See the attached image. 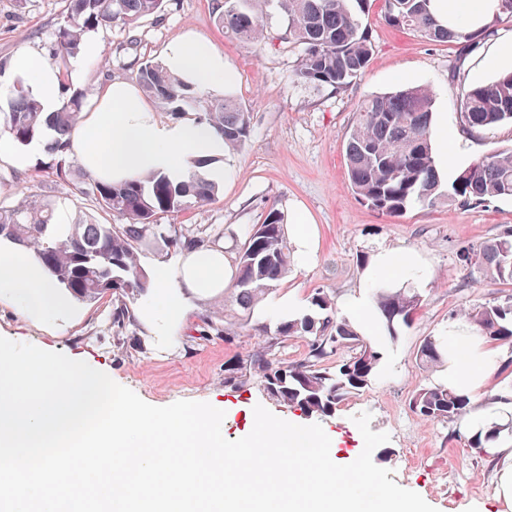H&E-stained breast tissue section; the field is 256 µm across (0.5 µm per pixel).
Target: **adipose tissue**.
Wrapping results in <instances>:
<instances>
[{"mask_svg":"<svg viewBox=\"0 0 512 512\" xmlns=\"http://www.w3.org/2000/svg\"><path fill=\"white\" fill-rule=\"evenodd\" d=\"M432 13L445 25L466 26L480 31L492 23L497 0H431ZM165 67L203 91L227 92L234 76L224 66V55L208 39L189 35L175 41L164 55ZM7 84L23 83L44 111L59 107L64 83L58 70L43 61L40 50L23 45L16 49L7 71L0 74ZM91 119L73 135L71 154L96 178L124 182L154 172L179 180L192 170L197 158L222 155L224 139L203 120L163 122L158 120L142 93L122 80L109 83L98 95ZM417 263L411 247L379 248L363 272L364 286L345 296L338 305L346 318L367 338L377 336L378 325L371 289L387 282L396 286L415 277ZM236 263L223 246L190 254L177 270L158 266L150 280L151 293L162 303L171 324L185 319L184 298L221 296L235 282ZM8 295L21 315L36 319L67 313L71 295L48 278L31 251L0 238V295ZM495 349L465 325L448 329V388L468 394L474 407L468 414L471 430L502 419L512 405L500 401L485 406L482 390L488 378L499 371Z\"/></svg>","mask_w":512,"mask_h":512,"instance_id":"adipose-tissue-1","label":"adipose tissue"}]
</instances>
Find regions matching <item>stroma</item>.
Masks as SVG:
<instances>
[{
	"instance_id": "obj_1",
	"label": "stroma",
	"mask_w": 512,
	"mask_h": 512,
	"mask_svg": "<svg viewBox=\"0 0 512 512\" xmlns=\"http://www.w3.org/2000/svg\"><path fill=\"white\" fill-rule=\"evenodd\" d=\"M216 6L217 0H165L157 14L98 29L91 35L96 52L73 59L79 72L75 88L86 103H93L110 81L135 83L141 64L163 59L168 46L183 35L211 39L223 52L226 67L236 73L233 93L250 113V136L241 148L216 158L214 165L223 169L224 178L213 204L161 216V223L204 228L214 224L237 247L272 208L282 212L286 223L315 228L319 249L313 264L306 269L290 265L276 288L252 309L255 326L284 320L285 298L307 300L322 290L339 300L354 292L362 283L361 256L373 255L380 246L405 244L416 249L420 270L428 276L424 282H407L422 299L416 319L387 346L369 387L317 422L339 460L348 463L364 446L353 418L370 413L371 430L390 436L372 459L391 470L399 486L417 492L438 512H503L493 494L503 459L466 448L464 422L423 419L409 401L418 389L439 385L443 376L441 369L421 366L416 352L422 340L443 339L453 313L512 296V284L468 273L456 260L460 248L492 240L512 226V197L433 208L416 204L393 217L353 197L344 143L360 101L404 83L432 90V128L459 132L461 166L512 148V126L469 134L461 131L458 114L463 87L512 69V16H500L471 45L434 43L390 26L384 0H367L361 20L372 36L374 53L361 75L334 92L295 81L303 49L282 39L279 21H270L265 38L240 41L219 26ZM63 17V0H0V60L12 58L24 43L50 52ZM492 55L499 57L500 66L488 65ZM26 192L53 209L55 223L105 219L94 207L76 200L71 184L45 172L42 161L19 173L0 163V203L11 204ZM238 312L234 291L228 288L219 301L190 298L187 319L175 332L153 331L139 320L119 332L112 326L108 296L74 300L64 321L25 319L1 302L0 336L84 361L154 406L179 400L210 403L224 410L222 433L230 440L250 431L253 409L259 404L284 420L309 424V417L269 397L258 379H250L241 389L225 386L226 364L263 339L244 336L227 342L202 336L201 331L210 323L223 326Z\"/></svg>"
}]
</instances>
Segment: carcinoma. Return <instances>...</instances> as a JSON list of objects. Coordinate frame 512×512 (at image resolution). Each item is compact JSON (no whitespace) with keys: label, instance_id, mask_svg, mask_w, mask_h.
<instances>
[{"label":"carcinoma","instance_id":"obj_1","mask_svg":"<svg viewBox=\"0 0 512 512\" xmlns=\"http://www.w3.org/2000/svg\"><path fill=\"white\" fill-rule=\"evenodd\" d=\"M164 0H64L66 20L56 29L50 61L67 72L70 59L85 46L89 33L115 21L131 24L161 10ZM364 0H224L218 23L232 36L257 41L264 36L271 12L285 23L284 38L304 47L295 69L298 83L314 88H346L368 65L374 43L362 27ZM430 0H385V20L433 42L468 43L473 32L439 23L429 9ZM142 92L176 119L195 113L235 150L250 136V116L235 96L205 98L194 86L174 76L160 61L148 60L138 69ZM434 98L425 87H404L396 92L364 98L345 141L346 175L356 200L390 216H399L414 204L435 206L460 200L480 203L512 196V149L491 152L462 169L447 190L436 176L431 147ZM87 116L84 97L73 91L51 113L21 83L13 85L8 111L0 112V126L14 140L28 145L46 139L50 170L60 182L73 181L65 156L73 132ZM460 124L467 132H480L512 124V70L468 87L461 96ZM212 159H198L194 170L180 181L152 174L143 179L113 184L83 170L75 182V195L93 203L119 224L53 223L48 205L25 196L12 206L0 205V237L34 250L47 274L76 298L92 300L112 296V325L134 321L129 306L150 288L140 266V251L159 242L191 253L204 240L184 234L174 224H159L162 215L203 208L215 201L218 188L202 169ZM460 267L478 270L512 284V229L486 243L456 253ZM234 285L237 305L249 310L274 289L288 271L291 250L284 215L269 209L263 223L248 234L236 257ZM421 305L410 288H379L375 307L386 342H396L409 327ZM477 335L490 341L512 342V300L474 306L460 313ZM229 341L238 336H261L264 345L248 352L224 370V384L242 387L260 379L267 394L306 416L328 415L343 401L371 384L383 351L361 336L338 315L334 300L323 291L310 300V313L279 322L270 332L265 326L240 322L232 328H214ZM290 337L307 339L308 351L300 362L284 361L275 349ZM350 354L333 369L321 367L330 354ZM420 362L434 367L448 359L437 339L426 337L417 351ZM417 415L433 421L454 422L465 416L469 396L445 386L420 389L410 401ZM512 437V422H491L466 439L468 448H488Z\"/></svg>","mask_w":512,"mask_h":512}]
</instances>
